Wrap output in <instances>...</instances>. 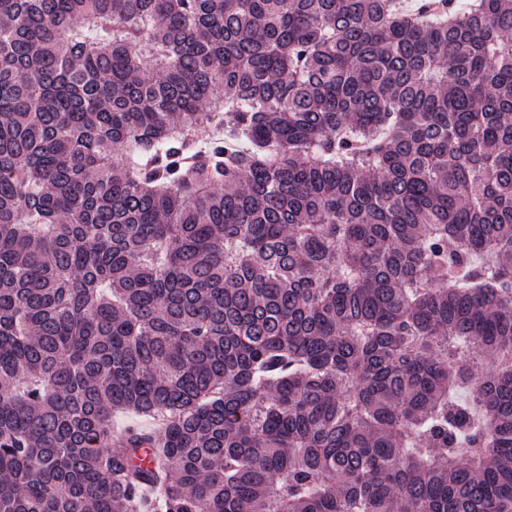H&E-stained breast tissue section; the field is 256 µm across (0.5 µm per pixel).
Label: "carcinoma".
Returning a JSON list of instances; mask_svg holds the SVG:
<instances>
[{"mask_svg":"<svg viewBox=\"0 0 512 512\" xmlns=\"http://www.w3.org/2000/svg\"><path fill=\"white\" fill-rule=\"evenodd\" d=\"M0 512H512V0H0Z\"/></svg>","mask_w":512,"mask_h":512,"instance_id":"carcinoma-1","label":"carcinoma"}]
</instances>
